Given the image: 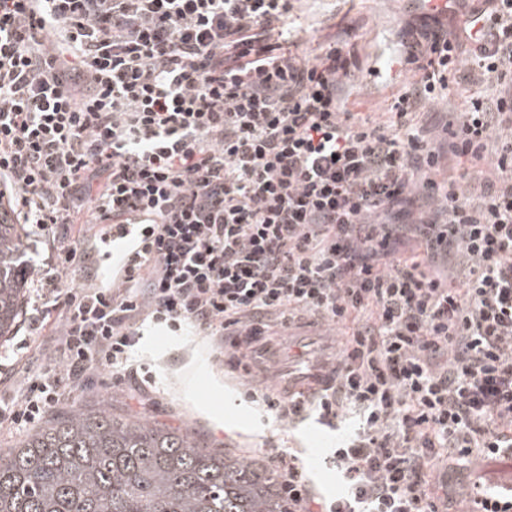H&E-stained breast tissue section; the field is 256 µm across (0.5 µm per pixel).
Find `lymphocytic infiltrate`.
Listing matches in <instances>:
<instances>
[{"label": "lymphocytic infiltrate", "instance_id": "1", "mask_svg": "<svg viewBox=\"0 0 512 512\" xmlns=\"http://www.w3.org/2000/svg\"><path fill=\"white\" fill-rule=\"evenodd\" d=\"M482 2L459 40L435 12L406 25L410 77L379 124L347 108L342 45L286 51L294 0H0V221L72 238L32 321L64 307L45 350L59 365L27 382L12 421L39 422L91 370L124 379L146 318L216 337L246 373L273 325L348 324L315 401L252 396L282 422L311 409L360 421L330 455L344 496L315 501L296 461L280 464L290 512H439L426 475L457 460L472 512H512V0ZM463 40L488 92L449 147L480 159L496 140L500 178L476 205L427 181L444 219L395 255L389 224L438 159L411 117L466 80ZM135 218L152 230L112 287L66 282L90 240ZM440 251L464 287L426 274Z\"/></svg>", "mask_w": 512, "mask_h": 512}]
</instances>
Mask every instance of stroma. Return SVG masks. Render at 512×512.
<instances>
[{
  "mask_svg": "<svg viewBox=\"0 0 512 512\" xmlns=\"http://www.w3.org/2000/svg\"><path fill=\"white\" fill-rule=\"evenodd\" d=\"M413 12L406 0H296L292 31L302 55H315L318 44L339 29L349 28L347 49L354 54V87L348 99L353 112H386L408 79V71L390 66L399 53V31ZM474 92L470 85H450L448 97L427 103L417 116L428 140L445 148L446 126L453 113L465 111ZM41 293L29 282L19 323L13 336L0 342V449L14 447L26 431L10 423L8 413L23 392L25 378L47 371L40 350L49 341L31 321ZM130 362L137 378L115 381L112 371L98 368L85 380L69 386L54 407L63 412L81 404L106 401L114 412L180 427L208 446L223 448L246 459L269 462L272 455L291 451L304 466L313 492L321 499L336 498L343 490L337 470L327 461L340 446L352 416L329 424L316 413L281 424L251 402L250 392L279 386L283 374L304 372L305 366L287 358L255 352L252 374H230L214 356V343L199 331L174 332L145 322Z\"/></svg>",
  "mask_w": 512,
  "mask_h": 512,
  "instance_id": "obj_1",
  "label": "stroma"
}]
</instances>
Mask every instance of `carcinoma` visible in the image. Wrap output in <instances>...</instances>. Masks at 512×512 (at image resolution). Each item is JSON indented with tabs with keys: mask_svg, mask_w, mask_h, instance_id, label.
<instances>
[{
	"mask_svg": "<svg viewBox=\"0 0 512 512\" xmlns=\"http://www.w3.org/2000/svg\"><path fill=\"white\" fill-rule=\"evenodd\" d=\"M24 250V225L0 223V340L21 313ZM0 512H288V496L262 461L102 402L54 415L0 451Z\"/></svg>",
	"mask_w": 512,
	"mask_h": 512,
	"instance_id": "carcinoma-1",
	"label": "carcinoma"
}]
</instances>
